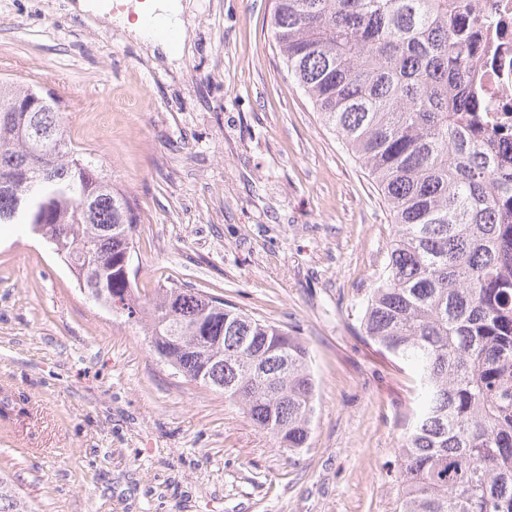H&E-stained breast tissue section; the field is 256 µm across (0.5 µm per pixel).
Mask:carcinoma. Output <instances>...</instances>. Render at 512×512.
<instances>
[{
  "label": "carcinoma",
  "instance_id": "carcinoma-1",
  "mask_svg": "<svg viewBox=\"0 0 512 512\" xmlns=\"http://www.w3.org/2000/svg\"><path fill=\"white\" fill-rule=\"evenodd\" d=\"M478 0H273L270 24L295 83L368 169L395 219L389 260L360 327L417 377L399 449L398 512H512V146L481 135L466 71ZM52 95L0 80V224L44 168L15 224L63 247L88 299L140 329L186 381L224 394L281 448L309 447V348L223 298L175 283L141 293L139 216L69 140ZM0 512H31L0 473Z\"/></svg>",
  "mask_w": 512,
  "mask_h": 512
}]
</instances>
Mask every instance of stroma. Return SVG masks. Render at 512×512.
Returning a JSON list of instances; mask_svg holds the SVG:
<instances>
[{"instance_id":"obj_1","label":"stroma","mask_w":512,"mask_h":512,"mask_svg":"<svg viewBox=\"0 0 512 512\" xmlns=\"http://www.w3.org/2000/svg\"><path fill=\"white\" fill-rule=\"evenodd\" d=\"M70 2L0 0V79L59 98L135 200L142 290L222 295L309 346L315 413L308 448L278 447L0 225V471L31 512H395L413 378L359 322L394 220L289 76L272 0H182L175 66Z\"/></svg>"}]
</instances>
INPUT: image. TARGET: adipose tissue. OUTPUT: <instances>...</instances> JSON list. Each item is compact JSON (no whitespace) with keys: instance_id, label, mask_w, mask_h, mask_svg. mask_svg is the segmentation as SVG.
<instances>
[{"instance_id":"ef3b65f1","label":"adipose tissue","mask_w":512,"mask_h":512,"mask_svg":"<svg viewBox=\"0 0 512 512\" xmlns=\"http://www.w3.org/2000/svg\"><path fill=\"white\" fill-rule=\"evenodd\" d=\"M151 9L156 12L158 18L169 24L178 36L177 42H170L160 38L153 33L144 18H137L136 21H129L127 15L116 14L111 16L110 21L116 25L128 29L134 38L151 49L160 51L167 61L173 62L181 58L185 43L187 22L184 18V6L181 0H153Z\"/></svg>"}]
</instances>
